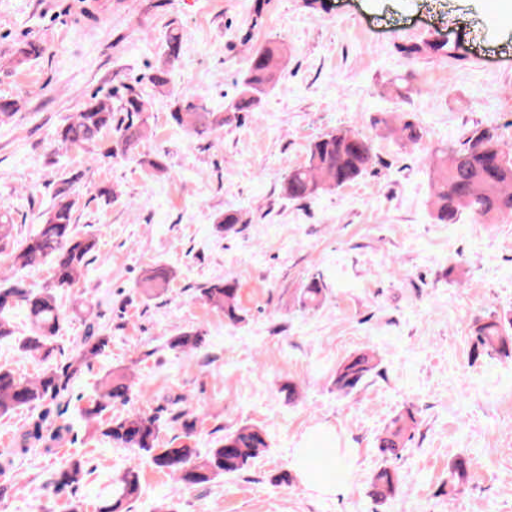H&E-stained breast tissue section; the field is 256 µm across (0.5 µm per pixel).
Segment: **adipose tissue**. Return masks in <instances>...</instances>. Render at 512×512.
<instances>
[{
  "instance_id": "adipose-tissue-1",
  "label": "adipose tissue",
  "mask_w": 512,
  "mask_h": 512,
  "mask_svg": "<svg viewBox=\"0 0 512 512\" xmlns=\"http://www.w3.org/2000/svg\"><path fill=\"white\" fill-rule=\"evenodd\" d=\"M350 449L340 447L334 429H311L296 448L292 467L301 484L320 494L336 490V473L348 470Z\"/></svg>"
}]
</instances>
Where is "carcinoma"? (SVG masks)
<instances>
[{"label":"carcinoma","mask_w":512,"mask_h":512,"mask_svg":"<svg viewBox=\"0 0 512 512\" xmlns=\"http://www.w3.org/2000/svg\"><path fill=\"white\" fill-rule=\"evenodd\" d=\"M407 56L421 53L453 56L450 45L434 37L424 38L406 48ZM182 55V35L178 29L167 31L158 63L147 75L154 88L166 93L172 85L175 63ZM287 47L283 42H270L256 49L239 85L234 112L260 111L263 97L283 71ZM412 74L394 76L390 84L400 98L411 90ZM149 111L148 102L130 86H123L105 95H91L76 118L62 125L56 132L57 142L66 148H82L98 140L105 132H112L116 150L108 152L133 157L141 144L146 129L143 114ZM173 124L186 128L191 135L204 139L215 134L230 119L216 115L191 95L174 96L169 112ZM398 138L410 143L422 139V131L413 120L406 119L394 129ZM430 204L434 219L439 224H456L468 217L474 224H491L500 217L512 215V145L504 142L494 128L475 125L463 135L459 143H443L432 148L427 156ZM375 155L367 137L357 131L336 128L313 141L304 163L288 169L281 183L283 195L291 201H306L320 192L348 185L373 167ZM74 180L60 178L54 189L51 205L40 215L39 229L23 239L17 238L16 225L8 211L0 210V254L8 253L14 264L23 268L48 267L49 282L38 288H28L20 280L0 282V342L13 337L8 315L23 308L31 326V335L23 339L21 347L49 359L55 351V339L61 335L63 316L57 288H70L79 281L82 269L88 265L97 242L92 236L75 232L76 202L73 199ZM244 223L241 211L229 208L217 221L224 234L239 232ZM175 277V271L155 266L145 271L137 287L151 295L164 289ZM325 285L314 278L305 292L303 308L313 310L321 303ZM201 297L212 309L224 315V320L236 324L242 321L239 288L233 279H222L202 289ZM475 347L480 354L512 358V321L499 316L478 317L472 325ZM206 336L197 330L183 331L170 340L173 349H200ZM108 345L104 336L90 334L83 337L67 366L59 372L47 367L35 378L21 377L12 370L0 367V415L19 409H35L48 400L63 396L69 382L82 372L90 358L101 354ZM378 367L372 350L360 351L343 362L335 372L336 391L348 396L356 392ZM132 385L124 369L111 371L104 379L99 399L84 410L89 419H100L101 434L112 442L129 448L140 456L150 458L159 471L171 475L179 486H198L217 476L237 474L249 468L262 449L268 447L267 434L259 426L243 425L224 434L205 457H200L191 446L195 436L196 419L188 411L170 417L181 423L182 438L178 445L158 447V436L165 423L166 409L156 408L151 413H132L123 417L103 419L114 402H125ZM415 422L412 413L392 420L379 437L378 450L387 459L401 458L405 435ZM42 422L33 423L23 434L22 453L45 443ZM469 463L458 457L448 466V494L454 495L468 479ZM81 466L74 463L57 474L52 482L56 494L74 490L82 481ZM400 473L389 466L380 468L372 480V496L386 501L399 490ZM141 492L138 470L131 467L113 481L112 503L98 506V512H121L124 501Z\"/></svg>","instance_id":"1"}]
</instances>
